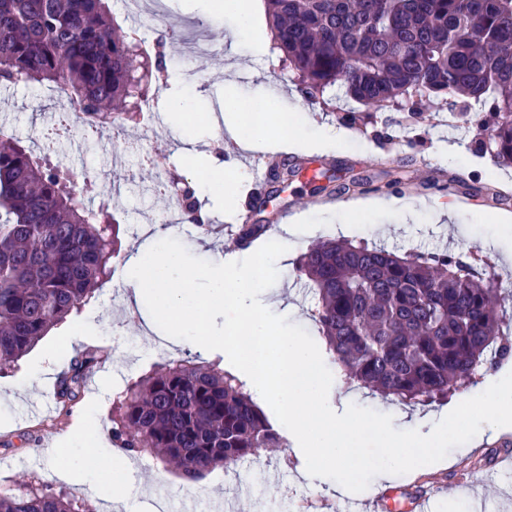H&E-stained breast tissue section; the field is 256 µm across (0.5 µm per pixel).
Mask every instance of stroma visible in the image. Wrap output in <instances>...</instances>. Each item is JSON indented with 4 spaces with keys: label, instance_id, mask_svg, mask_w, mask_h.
I'll return each instance as SVG.
<instances>
[{
    "label": "stroma",
    "instance_id": "stroma-1",
    "mask_svg": "<svg viewBox=\"0 0 512 512\" xmlns=\"http://www.w3.org/2000/svg\"><path fill=\"white\" fill-rule=\"evenodd\" d=\"M165 22L146 26L144 34L159 39L168 30L196 33L210 42L222 43L223 53L201 63L185 59L181 46L167 54L168 80L156 96L163 123L155 133H144L141 121H127L128 138L139 140L140 150L97 137H72L52 144V163L68 167L74 177H91L112 188V211L124 228L122 251L139 246L141 232L150 224H164L169 198L155 192L157 177L168 183L196 182L208 156L215 155L234 167L245 168L243 151L231 140H218L223 131L224 94L234 87L248 98L268 93L275 106L300 103L311 126L331 128L343 140L338 153L285 152L289 164L328 169L339 188L335 201L313 207L315 195L308 178L298 176L285 186L268 187L258 202H250L248 189L234 198L224 193H198L210 223L236 224L241 214L251 223L268 225L277 232L286 216L332 213L346 204L359 207L374 199H405L418 203L414 218L399 224L351 229L348 240L366 241L402 254L409 251L448 253L471 251L478 265H490L499 274H512V168L494 167L489 158L477 155L472 142L478 130L468 124H451L447 109H432L415 119L400 113L368 108L364 123L348 125L340 111L307 98L297 76L279 53L270 51L272 34L261 22L254 40L267 44L255 51L254 40H237L231 11L212 8L211 0H162ZM69 101L58 91L38 84L0 87V125H7L23 146H32L41 131L53 124ZM189 138L202 140L205 157L189 161L182 153ZM458 146L457 158L441 160L449 146ZM171 235L195 257L212 262L246 258L233 237L204 236L193 224L172 225ZM328 230L315 238L289 240V260L278 268L273 290L295 306L290 321L306 329L318 348L326 343L309 315L303 281L295 274L299 256L313 240L329 239ZM123 258L112 265L111 281L83 303L77 313L55 326L18 363L14 372L0 376V491L20 482L49 484L81 501L86 512H101L103 497L113 481H120L125 496L114 512H179L186 496L185 482L158 458L134 456L126 469L104 473L85 484L60 481L58 469L73 460L62 443L84 424H92L103 450L113 459L122 452L112 443V402L126 382L170 359L194 353L192 342L167 336L153 321L145 304H138V322L127 321L131 289ZM90 332L96 346L110 347L108 359L87 377L72 414L58 418L54 408L32 410L42 401L55 375L82 350L75 334ZM32 380L23 386L22 377ZM303 452L291 434L281 447L261 452L235 468L215 469L199 484L195 496L201 512H221L223 500L235 503L237 512H350L359 498L383 496L392 512H415L416 496L426 495L429 512H473L475 499H484V512H512V426L476 436L453 448L444 467H427L414 476H396L387 488L370 482L362 494L333 497L330 479L303 477Z\"/></svg>",
    "mask_w": 512,
    "mask_h": 512
}]
</instances>
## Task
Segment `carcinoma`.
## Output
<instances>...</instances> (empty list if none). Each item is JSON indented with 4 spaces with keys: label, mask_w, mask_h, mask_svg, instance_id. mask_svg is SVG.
Masks as SVG:
<instances>
[{
    "label": "carcinoma",
    "mask_w": 512,
    "mask_h": 512,
    "mask_svg": "<svg viewBox=\"0 0 512 512\" xmlns=\"http://www.w3.org/2000/svg\"><path fill=\"white\" fill-rule=\"evenodd\" d=\"M274 49L324 102L416 112L437 100L466 121L497 118L492 149L512 165V0H268ZM51 84L77 119L155 95L150 57L114 27L105 0H0V86ZM483 111H475V106ZM73 174L0 136V374L111 279L121 224L86 203ZM183 219L204 234L190 187ZM340 378L401 404L428 406L512 356L497 308L498 274L452 254L399 255L365 241L325 240L296 265ZM104 351L87 348L57 375L68 414ZM282 436L244 384L197 357L128 383L112 405V443L150 453L189 484L231 468ZM0 512H83L48 484L0 493Z\"/></svg>",
    "instance_id": "1"
}]
</instances>
